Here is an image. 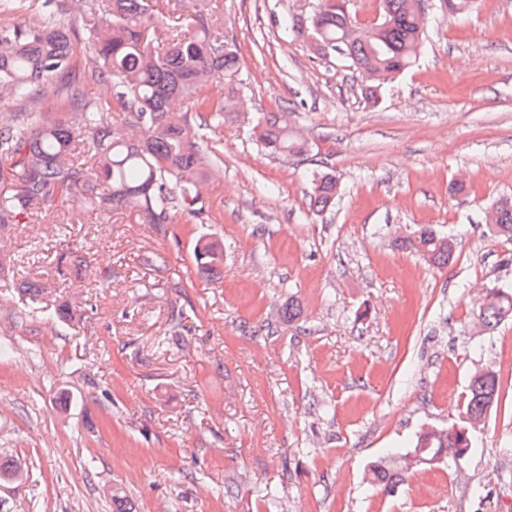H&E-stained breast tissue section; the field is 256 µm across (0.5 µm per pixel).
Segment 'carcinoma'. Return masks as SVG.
I'll return each instance as SVG.
<instances>
[{
    "label": "carcinoma",
    "instance_id": "1",
    "mask_svg": "<svg viewBox=\"0 0 512 512\" xmlns=\"http://www.w3.org/2000/svg\"><path fill=\"white\" fill-rule=\"evenodd\" d=\"M379 21L362 22L316 0L301 26L290 17L291 31L317 42L314 52L329 56L342 47L341 56L357 73L377 82L411 68L422 44L424 26L413 0H378ZM217 0L194 5L195 31L187 36L151 0H107L100 10L91 6L83 16L89 43L84 70L106 94L85 98L76 81L64 85L67 103L82 111V124L73 126L58 112H45L39 102L40 85L64 78L76 67V48L62 0H44L43 9L29 22L0 28V92L26 102L29 111L11 125H0V156L11 159L0 167V228L21 216H32L41 206L70 200L83 189L102 212L133 207L148 224H164L169 213L183 208L204 214L199 182L211 170L210 148L197 135L193 115L211 113L220 124L237 98L239 54L224 38ZM213 77L224 78L228 95L214 105L202 90ZM119 112L121 121L112 120ZM290 107L260 112L253 129L260 147L273 156H300L306 142L295 129ZM138 130L129 137L125 129ZM336 178L312 179L311 205L322 213L336 197ZM493 229L512 238V200L495 206ZM399 250L414 253L433 266L455 257L456 242L430 225H419L407 237L395 240ZM197 267L216 271L219 255L213 246H196ZM512 319V289H490L478 320L495 330ZM494 371L474 373L468 383L463 415L465 424L430 429L417 437L412 449L423 461L457 464L473 447L467 425L483 421L499 399ZM401 456L387 455L371 463L368 482L387 493L405 480Z\"/></svg>",
    "mask_w": 512,
    "mask_h": 512
}]
</instances>
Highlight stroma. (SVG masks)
Listing matches in <instances>:
<instances>
[{
  "instance_id": "obj_1",
  "label": "stroma",
  "mask_w": 512,
  "mask_h": 512,
  "mask_svg": "<svg viewBox=\"0 0 512 512\" xmlns=\"http://www.w3.org/2000/svg\"><path fill=\"white\" fill-rule=\"evenodd\" d=\"M311 2L219 0L242 84L207 134L222 175L205 218L160 227L80 198L0 228V450L25 473L0 512H112L116 489L133 512H269L270 489L284 512H512V322L476 325L487 289L512 285V240L489 224L512 198V0L457 17L425 0L415 65L373 101L285 30ZM282 105L303 156L253 136ZM314 171L338 181L322 213ZM419 224L455 236L450 264L394 248ZM201 238L219 278L196 267ZM486 368L500 398L475 448L368 493L372 462L459 424Z\"/></svg>"
}]
</instances>
